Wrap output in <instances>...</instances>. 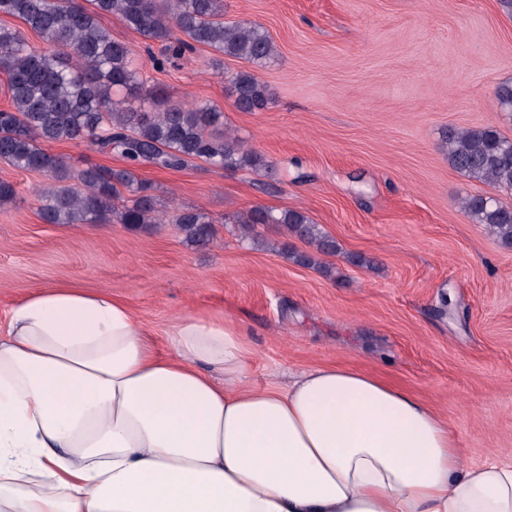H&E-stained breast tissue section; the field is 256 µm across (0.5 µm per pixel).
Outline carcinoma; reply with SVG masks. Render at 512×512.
Here are the masks:
<instances>
[{"label":"carcinoma","mask_w":512,"mask_h":512,"mask_svg":"<svg viewBox=\"0 0 512 512\" xmlns=\"http://www.w3.org/2000/svg\"><path fill=\"white\" fill-rule=\"evenodd\" d=\"M102 13L164 44L168 60L197 44L258 67L277 56L260 25L224 23V0H0V14L20 19L43 41L38 49L21 31L0 26V71L8 76L12 100V109L0 110V159L59 182L40 195L45 223L95 224L111 216L131 226L161 222L154 187L135 173L144 163L165 169L184 168L195 159L219 169L265 166L259 154L221 131L224 113L173 103L162 91L146 87L132 49L100 24ZM227 82L238 109L265 105L267 91L255 73L237 72ZM117 90L140 106L115 100ZM65 140L114 151L127 167L91 165L80 171L78 184L67 185L71 175L65 161L40 147L42 141ZM444 147L460 174L497 191H512V139L495 126L450 130ZM463 209L512 247V207L493 195H478L465 199ZM175 223L191 243L204 244L215 233L212 219L200 209L179 210ZM235 223L248 233L259 224L285 225L310 250L284 242L279 251L302 266L319 265L321 257L339 252L336 240L299 210L255 207L236 216Z\"/></svg>","instance_id":"cac0c4a2"}]
</instances>
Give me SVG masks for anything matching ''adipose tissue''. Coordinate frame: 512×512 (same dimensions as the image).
I'll use <instances>...</instances> for the list:
<instances>
[{
	"instance_id": "ef3b65f1",
	"label": "adipose tissue",
	"mask_w": 512,
	"mask_h": 512,
	"mask_svg": "<svg viewBox=\"0 0 512 512\" xmlns=\"http://www.w3.org/2000/svg\"><path fill=\"white\" fill-rule=\"evenodd\" d=\"M158 352L121 300L69 284L0 327V512H512V452L336 365L255 385L245 333L185 312Z\"/></svg>"
}]
</instances>
